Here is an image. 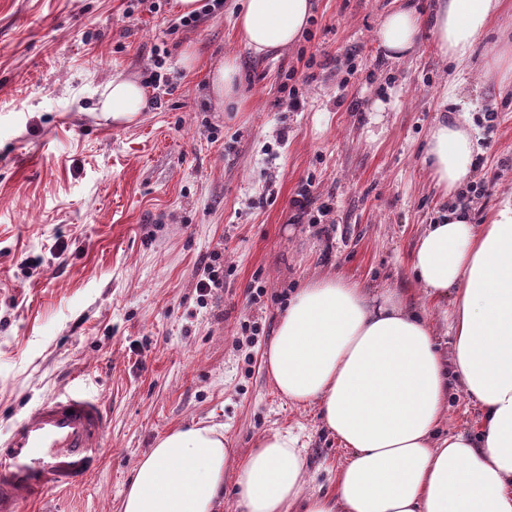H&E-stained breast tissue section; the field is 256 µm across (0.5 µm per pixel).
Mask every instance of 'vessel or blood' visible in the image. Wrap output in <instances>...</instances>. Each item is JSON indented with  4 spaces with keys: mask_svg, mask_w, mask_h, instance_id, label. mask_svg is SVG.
Instances as JSON below:
<instances>
[{
    "mask_svg": "<svg viewBox=\"0 0 512 512\" xmlns=\"http://www.w3.org/2000/svg\"><path fill=\"white\" fill-rule=\"evenodd\" d=\"M111 418L81 376L45 397L15 424L0 451V512L25 507L85 482L99 466Z\"/></svg>",
    "mask_w": 512,
    "mask_h": 512,
    "instance_id": "obj_1",
    "label": "vessel or blood"
}]
</instances>
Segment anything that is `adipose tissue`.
I'll list each match as a JSON object with an SVG mask.
<instances>
[{
	"instance_id": "1",
	"label": "adipose tissue",
	"mask_w": 512,
	"mask_h": 512,
	"mask_svg": "<svg viewBox=\"0 0 512 512\" xmlns=\"http://www.w3.org/2000/svg\"><path fill=\"white\" fill-rule=\"evenodd\" d=\"M507 8L506 0H439L431 34L440 54L468 67ZM311 12L312 0H245L235 26L265 55L294 44ZM421 32L415 11L399 8L378 38L387 57L400 59L417 51ZM459 89L449 82L457 107L431 129L426 156L448 195L470 178L476 148ZM148 105L144 86L118 74L96 109L128 122ZM411 270L430 301H453L451 358L428 317L396 293L372 295L340 277L309 280L280 318L265 366L289 402L319 406L350 457L335 492L309 494L297 437L263 438L237 476L244 512H512V197L484 224L456 208L440 213L418 238ZM452 374L481 408L480 442L438 434ZM231 455L223 426L171 431L137 463L121 512H220Z\"/></svg>"
}]
</instances>
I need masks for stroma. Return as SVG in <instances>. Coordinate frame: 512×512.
<instances>
[{
	"mask_svg": "<svg viewBox=\"0 0 512 512\" xmlns=\"http://www.w3.org/2000/svg\"><path fill=\"white\" fill-rule=\"evenodd\" d=\"M507 2L456 75L428 33L417 53L385 58L376 32L401 0H313L298 41L258 57L237 36L238 0L191 28L175 27V0H0V443L75 375L112 414L102 466L49 512H119L136 463L197 421L223 424L233 448L222 512H242L241 463L277 431L305 447L306 491L334 490L346 449L317 407L278 393L263 354L295 288L335 274L400 295L449 351L452 304L424 296L410 260L445 206L481 224L512 194V87L481 67L512 46ZM228 55L243 68L238 112L208 95ZM158 57L159 105L99 119L112 76L149 84ZM454 76L480 148L470 181L486 186L461 197L423 162ZM309 178L297 224L290 201ZM208 261L222 284L204 296ZM458 432L479 437L480 412L452 375L440 433Z\"/></svg>",
	"mask_w": 512,
	"mask_h": 512,
	"instance_id": "obj_1",
	"label": "stroma"
}]
</instances>
